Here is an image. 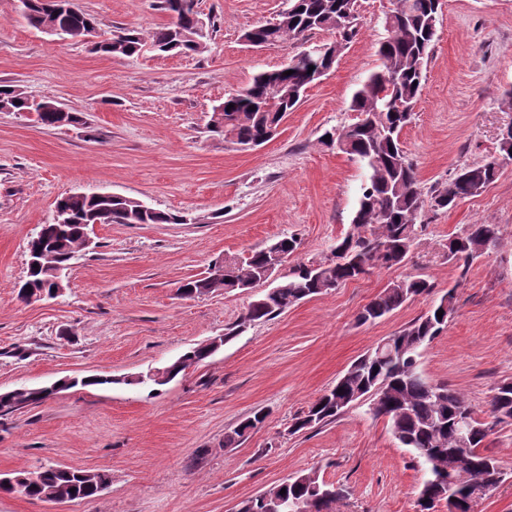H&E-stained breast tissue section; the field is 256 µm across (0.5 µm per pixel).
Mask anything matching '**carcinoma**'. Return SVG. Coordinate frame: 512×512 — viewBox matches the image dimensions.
<instances>
[{
	"label": "carcinoma",
	"instance_id": "1",
	"mask_svg": "<svg viewBox=\"0 0 512 512\" xmlns=\"http://www.w3.org/2000/svg\"><path fill=\"white\" fill-rule=\"evenodd\" d=\"M180 0H159L160 9L170 15V22L152 34V46L163 53H200L206 44L193 38L197 26L196 12L179 9ZM355 0H288V8L279 15L277 22L260 25L243 33V37L265 46L274 45L287 38L306 39L320 30H333L348 43L359 32V19L346 24L344 12L353 11ZM441 0H395V7L386 19L388 36L379 45L380 64L359 88L352 99L350 110L356 121L338 131L328 132L330 138L321 144L356 158L360 163L373 160L366 167L367 183L351 224L354 231L347 234L333 249V258L317 267L300 265L290 270L270 295L250 304L249 321L256 322L278 315L307 297L322 292V287L339 285L359 277L352 260L370 261L382 246H388L394 256L381 264L391 268L407 257L418 236L426 230L420 222L425 208L450 209L459 201L476 196L494 180L501 166L495 158L468 164L459 169L453 181L442 190L424 191L413 163L408 159L400 135L411 121L414 108L421 96L425 71L436 35L429 24L431 16L441 11ZM27 22L37 28L53 27L62 31L61 37L76 39L88 29L96 28V21L89 14L67 3V9L56 8L54 0H31ZM143 38L134 30L122 28L102 42L100 52L131 57L139 53ZM329 57L321 54L307 56L298 53L278 70L262 72L242 90L228 96L214 108L222 116L212 132L224 137L232 136L231 143L248 145L263 138L299 104L301 96L316 80L319 69L328 66ZM314 69H309V66ZM293 74H287V71ZM234 107H229V104ZM28 97L11 85L0 87V112H28ZM37 121L43 126L56 127L67 122L84 124L77 112H67L62 117L57 103L43 98V105L35 110ZM105 207L108 223H127V213L139 204L129 198L103 202L94 195L70 194L59 197L55 210L65 213L67 224L51 222L40 226L41 233L29 240L31 251L40 254L43 266L30 279L38 290L53 291L54 283L49 270L54 264L65 265L72 254L79 252L85 226L83 221L93 211ZM144 224H181L183 216L151 209L139 218ZM500 231L496 224H470L460 234L448 238L443 248L448 259L467 267L499 242ZM298 248V238L285 235L262 248L250 249L237 259H224V291L246 289L261 278L267 268L277 264L284 253ZM433 285L419 275L409 276L388 286L367 304L359 314L366 323L391 313L410 297L432 292ZM185 297L212 292V284L203 279H189L179 286ZM442 317H437L438 311ZM455 313V295L450 290L439 303L414 320L397 335L390 337L385 349L369 352L354 362L335 387L321 395L304 415L296 418L294 430L300 431L336 418L345 411L338 402L354 403L353 397L371 395L380 386L389 389L388 404L370 407L371 413L388 418L394 437L410 449L426 478L419 491V498L429 502L448 493L461 473L476 476L470 489L474 498L496 489L503 473L497 461L480 451L483 441L492 428L474 417L462 396L445 384H434L424 378L418 369L420 348L433 340L448 325ZM214 352L199 344L169 364L168 380H173L191 366H195ZM130 384L123 378L92 375L81 379H68L57 383L56 388ZM343 393H338V390ZM54 391L48 387H21L0 392V412L11 413L26 406L40 404ZM491 415L496 419L505 414L512 419V382L500 384L492 396ZM467 413L470 421L465 440L455 439L456 418ZM265 415L257 410L246 417L224 438L229 447L243 439L251 430L263 423ZM26 496L41 499L60 493L72 500L94 498L100 486L110 482L105 472L85 476V471L47 465L29 473ZM286 493H281V490ZM271 499L284 502L302 499L309 512H336V504L345 497L342 485L326 483L314 473L301 474L267 492Z\"/></svg>",
	"mask_w": 512,
	"mask_h": 512
}]
</instances>
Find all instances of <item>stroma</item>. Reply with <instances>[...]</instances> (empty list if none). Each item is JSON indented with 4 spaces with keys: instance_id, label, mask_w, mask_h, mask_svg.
Listing matches in <instances>:
<instances>
[{
    "instance_id": "35a3bbf8",
    "label": "stroma",
    "mask_w": 512,
    "mask_h": 512,
    "mask_svg": "<svg viewBox=\"0 0 512 512\" xmlns=\"http://www.w3.org/2000/svg\"><path fill=\"white\" fill-rule=\"evenodd\" d=\"M98 22L96 39L130 28L151 37L169 16L158 0H72ZM425 85L401 141L425 189L493 156L512 111V0H441ZM287 0H197L211 18L204 52L132 57L99 52L93 40L60 41L0 0V84L50 97L83 113L82 125L46 127L0 112V391L65 377L108 375L111 387H75L0 417V474L59 464L105 471L108 489L61 504L0 494V512H237L241 502L288 478L316 472L343 485L336 512H417L424 474L387 418L353 404L298 433L294 419L378 342L403 330L447 291L456 312L420 351L419 368L448 385L475 417L490 420L497 387L512 381V162L481 194L424 213L425 235L404 263L374 268L275 317L247 325L210 359L158 393L122 377L161 369L224 334L249 293L182 297L224 256L295 235L279 276L330 258L353 229L365 171L325 147V130L354 122L357 89L379 65L392 0H357L358 36L305 92L271 140L239 150L208 130L213 109L300 52L290 39L246 46L243 32L275 22ZM112 192L184 224H100L60 295L21 303L29 237L53 219L57 197ZM470 224L500 227L498 245L470 265L449 260V236ZM427 278L416 296L372 323L365 305L393 282ZM263 424L238 445L224 436L254 411ZM500 486L470 512H512V421L482 444Z\"/></svg>"
}]
</instances>
